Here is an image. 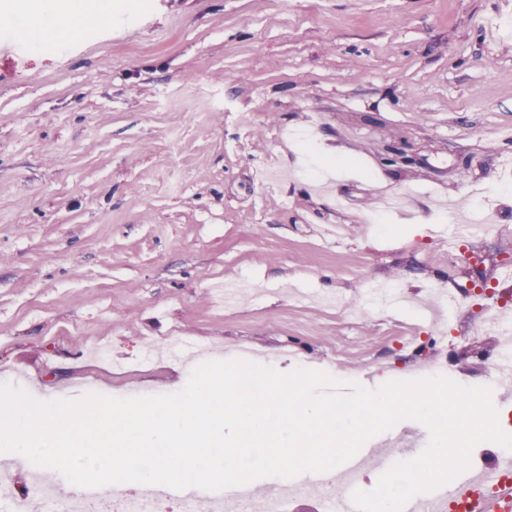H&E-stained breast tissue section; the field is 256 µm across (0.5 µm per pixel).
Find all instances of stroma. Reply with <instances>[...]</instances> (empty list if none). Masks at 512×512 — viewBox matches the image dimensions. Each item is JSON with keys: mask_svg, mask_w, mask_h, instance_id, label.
Here are the masks:
<instances>
[{"mask_svg": "<svg viewBox=\"0 0 512 512\" xmlns=\"http://www.w3.org/2000/svg\"><path fill=\"white\" fill-rule=\"evenodd\" d=\"M482 201L494 296L426 317ZM508 244L512 0H110L0 68V381L29 392L161 395L242 348L383 384L436 375L440 336L477 383Z\"/></svg>", "mask_w": 512, "mask_h": 512, "instance_id": "35a3bbf8", "label": "stroma"}]
</instances>
